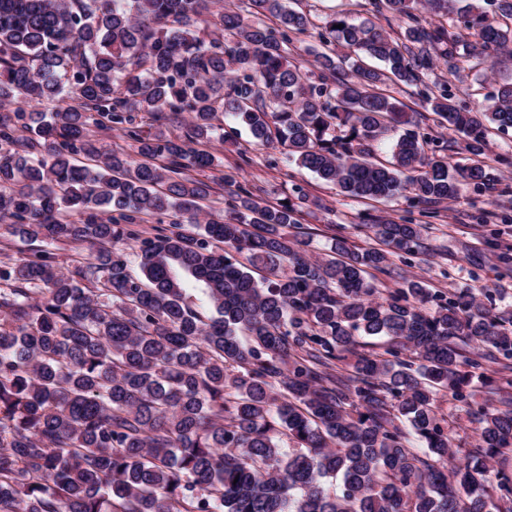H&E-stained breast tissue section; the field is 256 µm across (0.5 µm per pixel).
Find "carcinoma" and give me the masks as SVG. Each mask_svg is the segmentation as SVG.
<instances>
[{
	"label": "carcinoma",
	"mask_w": 512,
	"mask_h": 512,
	"mask_svg": "<svg viewBox=\"0 0 512 512\" xmlns=\"http://www.w3.org/2000/svg\"><path fill=\"white\" fill-rule=\"evenodd\" d=\"M241 2L0 0V106H14L0 116V224L32 245L0 264V512H512V476L488 468L512 449V409H475L481 445L452 465L433 410L437 387L465 402L482 369L460 337L512 359V316L420 281L371 298L368 270L419 253L422 224L371 215L381 247L335 235L314 257L290 232L302 188L269 204L239 185L201 224L214 188L188 174L218 166L208 144L224 118L349 198L407 191L435 206L460 177L486 190L481 158L490 130L512 128V82L470 107L424 77L436 58L454 77L512 49V0H374L403 31L334 12L311 60L294 45L307 14ZM393 85L423 86L470 165L446 146L425 154ZM45 103L50 116L32 108ZM138 112L186 114V134L145 135ZM112 128L134 154L96 146ZM147 216L162 228L141 239ZM47 239L87 244L92 261L64 274L35 245ZM185 275L211 315L186 302ZM367 337L384 351L363 350ZM347 354L345 378L333 366Z\"/></svg>",
	"instance_id": "obj_1"
}]
</instances>
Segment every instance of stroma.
<instances>
[{
  "instance_id": "35a3bbf8",
  "label": "stroma",
  "mask_w": 512,
  "mask_h": 512,
  "mask_svg": "<svg viewBox=\"0 0 512 512\" xmlns=\"http://www.w3.org/2000/svg\"><path fill=\"white\" fill-rule=\"evenodd\" d=\"M511 80L512 55L507 53L499 57L492 70L479 65L465 72L453 90L459 100L471 105L496 85ZM393 94L407 111L420 113L422 123L430 126L433 135L451 141L453 162L466 164L462 140L435 124L417 88L397 87ZM212 150L223 171H237L241 184L256 189L265 202H278L292 195L294 187H303L309 202L303 211L301 231L318 249L335 234L346 236L357 248L374 247L377 241L363 225L366 214L399 221L418 218L421 210L407 193L381 202L344 198L310 171L289 163L282 149L252 144L248 132L230 120L225 121L223 135L213 142ZM502 156L512 159V130L495 131L489 137V188L478 193L467 183H460L457 197L440 205L438 217L427 224L420 253L392 256L395 277L371 273L369 280L377 296H387L399 281L419 280L445 299L455 300L468 293L482 297L495 312L512 314V261L507 264L502 260L506 254L512 257V163L499 164ZM483 370L485 377L475 381L468 402L455 400L445 390L439 391L434 401L450 449L459 460L479 445L471 416L473 407H512V365L488 357Z\"/></svg>"
}]
</instances>
